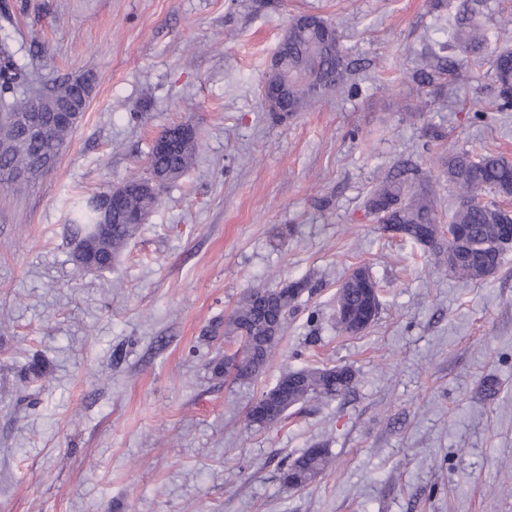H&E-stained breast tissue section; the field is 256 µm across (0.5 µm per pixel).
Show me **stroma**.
I'll list each match as a JSON object with an SVG mask.
<instances>
[{"instance_id": "1", "label": "stroma", "mask_w": 512, "mask_h": 512, "mask_svg": "<svg viewBox=\"0 0 512 512\" xmlns=\"http://www.w3.org/2000/svg\"><path fill=\"white\" fill-rule=\"evenodd\" d=\"M0 0V49L34 89L93 72L51 171L0 187V512H512V247L477 282L383 231L362 201L414 168L440 222L449 150L512 160V111L472 55L416 111L424 48L461 0ZM512 49V0H469ZM337 25L350 88L271 119L263 86L296 15ZM487 109L476 118V106ZM198 137L106 270L73 256L74 202L143 174L154 137ZM369 268L381 309L336 326V291ZM313 276L256 380L224 374L215 326L252 289ZM349 366L356 382L277 424L246 414L287 370ZM330 465L300 490L280 469ZM328 464L327 449H307L301 456L287 464L283 469L281 474L282 483L291 489L304 488L320 476L326 470Z\"/></svg>"}]
</instances>
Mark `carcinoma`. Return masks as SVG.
Wrapping results in <instances>:
<instances>
[{"label": "carcinoma", "mask_w": 512, "mask_h": 512, "mask_svg": "<svg viewBox=\"0 0 512 512\" xmlns=\"http://www.w3.org/2000/svg\"><path fill=\"white\" fill-rule=\"evenodd\" d=\"M288 40L278 54L279 65L270 70L266 84L287 89L286 96L271 111L272 119L281 121L290 114L305 111L312 103L328 93L347 87L351 62L336 43L337 28L316 14H302L288 23ZM460 50L485 61L488 72L499 91L497 111L512 110V51L488 50L489 38L483 26L473 16L458 20L451 34ZM448 44L439 45V51L424 56L416 78L420 95L425 88L441 84L455 61L448 58ZM94 78L83 74L64 78L46 92L33 98L27 95L29 72L8 53L0 55V105L5 109L0 117V184L27 185L38 178L33 173L34 160L41 155L60 157L71 126H57L40 140L25 136L20 123L34 102L44 111H51L61 102L70 103L75 111L85 112L87 97ZM198 149V138L191 131L173 146L148 153L146 175L131 176L117 185L123 198L119 216L105 236L92 234L98 223L102 198L100 192L78 203L73 220L79 245L94 254L96 269L112 266L149 211L159 199L161 189L182 176L193 164ZM448 175V184L454 189L456 207L450 223L467 228V248L471 259L462 258L457 247L442 244L441 227L434 197L424 189H414L399 176L384 177L364 198V208L382 224H397L405 238L448 255V269L467 281L482 280L500 265L503 252L497 250L498 225L512 224V210L496 201L484 202L481 196L487 190L500 198L512 197V161L492 154L475 156L468 151H448L440 158ZM29 171L26 180L12 178L15 172ZM317 288L313 278H302L275 290L254 289L245 293L232 312L224 319V336L252 338L253 348L239 346L224 363L237 365L235 379L246 382L257 378L279 346L288 314L296 311L298 300L312 294ZM379 283L368 268H354L336 295V324L347 334H359L368 329L378 316L381 299ZM355 373L348 366L329 368H300L284 372L276 384L264 391L257 404L265 410L261 419H248L258 427L270 426L285 417L288 410L310 400H331L350 389ZM328 450L309 448L290 462L281 474L282 483L291 489H301L312 483L328 467Z\"/></svg>", "instance_id": "cac0c4a2"}]
</instances>
